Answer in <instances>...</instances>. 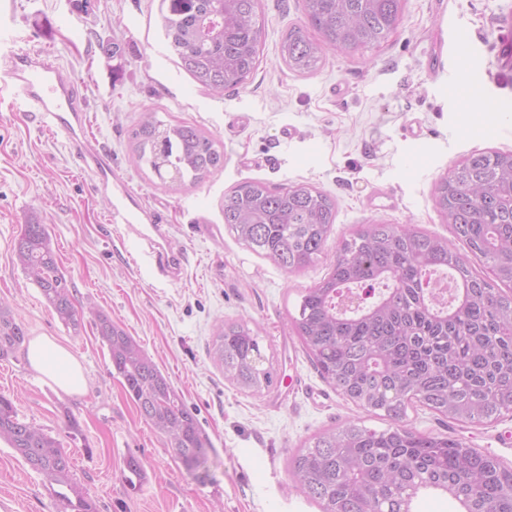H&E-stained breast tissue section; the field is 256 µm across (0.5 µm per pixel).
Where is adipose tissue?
<instances>
[{
  "label": "adipose tissue",
  "instance_id": "obj_1",
  "mask_svg": "<svg viewBox=\"0 0 512 512\" xmlns=\"http://www.w3.org/2000/svg\"><path fill=\"white\" fill-rule=\"evenodd\" d=\"M31 368L69 396L85 393L88 385L80 361L50 336L32 337L27 348Z\"/></svg>",
  "mask_w": 512,
  "mask_h": 512
}]
</instances>
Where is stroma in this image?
I'll use <instances>...</instances> for the list:
<instances>
[{
	"mask_svg": "<svg viewBox=\"0 0 512 512\" xmlns=\"http://www.w3.org/2000/svg\"><path fill=\"white\" fill-rule=\"evenodd\" d=\"M160 0H0V58L39 45L71 71L83 99L89 150L108 155L119 177L111 197L132 196L161 214L186 265L179 281L155 271L139 241L107 223L111 197L94 193L92 173L65 137L0 106V300L28 336H50L82 362L88 389L58 393L32 370L26 349L0 360V395L25 422L60 440L71 479L98 512H320L292 480V454L313 434L347 420L385 429L338 394L314 368L291 328L301 293L331 269L340 242L364 224L412 225L451 238L434 202L436 185L463 155L512 151V122L485 137L464 128L458 97L440 94L438 51L449 39L476 43L475 59L446 57L458 77L479 71L512 97L502 64L500 25L512 0H405L399 28L380 44L327 51L312 73L280 57L289 27L304 23L301 0H260L259 64L245 89L219 95L197 85L165 40ZM123 48L112 57V43ZM187 122L224 146V166L202 182L169 191L132 159L131 129L144 114ZM419 129L411 139L408 128ZM311 185L336 205L325 252L289 274L241 244L224 222V195L245 181ZM46 224L79 329L65 327L16 262L13 241L29 218ZM107 315L157 364L193 409L210 449L204 469L187 472L126 396L95 326ZM247 322L261 338L277 383L254 393L224 379L212 354L215 328ZM81 433L70 438L67 416ZM416 432H445L512 467V414L487 424L442 425L409 409ZM142 462L130 477L128 456ZM54 485L0 439V512H57Z\"/></svg>",
	"mask_w": 512,
	"mask_h": 512,
	"instance_id": "35a3bbf8",
	"label": "stroma"
}]
</instances>
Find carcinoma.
I'll return each instance as SVG.
<instances>
[{"label":"carcinoma","instance_id":"1","mask_svg":"<svg viewBox=\"0 0 512 512\" xmlns=\"http://www.w3.org/2000/svg\"><path fill=\"white\" fill-rule=\"evenodd\" d=\"M258 5L161 0L164 36L201 87L235 91L253 73ZM302 7L307 24L288 29L280 53L288 69L312 73L328 49L358 52L385 40L402 22L404 0H302ZM132 140L135 162L173 186L198 183L224 167L223 145L195 125L147 118ZM434 201L468 253L406 225L369 224L342 241L331 272L306 289L292 318L320 376L360 409L390 420L382 431L346 421L311 436L293 454L292 477L321 512H412L427 489L456 500L460 512H512V469L461 440L418 433L405 423L408 409L418 405L455 423L512 414V151L463 157L438 183ZM223 211L224 223L248 248L288 273L315 263L336 220L335 204L323 192L262 181L224 194ZM13 252L58 320L78 329L81 316L46 225H22ZM478 265L493 278L481 276ZM442 271L451 272L458 288L439 306L433 282ZM377 285L383 286L378 296L362 301V291ZM96 328L140 415L186 469L204 465L208 441L200 424L155 362L108 316L96 315ZM25 340L23 325L0 303V359ZM213 355L224 378L241 389L274 385L259 336L244 322L217 328ZM0 438L33 470L67 488L54 491L62 509L97 512L71 484L60 441L19 419L2 395Z\"/></svg>","mask_w":512,"mask_h":512}]
</instances>
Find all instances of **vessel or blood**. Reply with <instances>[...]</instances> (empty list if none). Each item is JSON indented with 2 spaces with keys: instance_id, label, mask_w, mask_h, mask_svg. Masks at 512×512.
<instances>
[{
  "instance_id": "b4317fda",
  "label": "vessel or blood",
  "mask_w": 512,
  "mask_h": 512,
  "mask_svg": "<svg viewBox=\"0 0 512 512\" xmlns=\"http://www.w3.org/2000/svg\"><path fill=\"white\" fill-rule=\"evenodd\" d=\"M0 87L9 92L12 111L41 113L49 130L65 135L74 145H81L87 115L78 104L73 80L55 62H35L26 53L13 56ZM81 160L92 169L97 191L111 187L113 172L110 158L85 153ZM108 221L135 225L138 235L151 242V257L156 267L168 277L179 275L183 258L180 252L160 244L159 239L164 234L161 225L139 223L137 213L123 203L110 210Z\"/></svg>"
}]
</instances>
